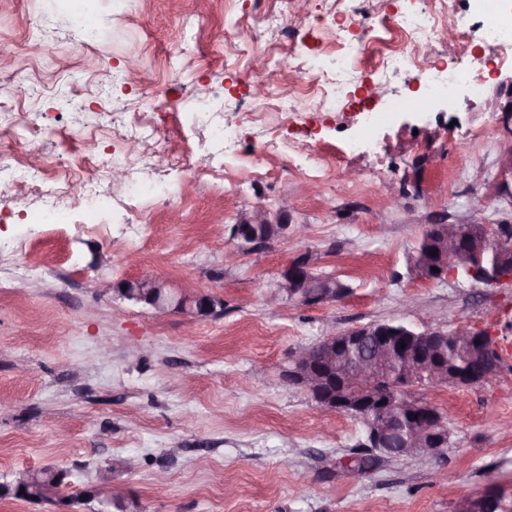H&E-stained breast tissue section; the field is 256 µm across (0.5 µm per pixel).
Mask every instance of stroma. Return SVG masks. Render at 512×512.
Listing matches in <instances>:
<instances>
[{
	"label": "stroma",
	"instance_id": "stroma-1",
	"mask_svg": "<svg viewBox=\"0 0 512 512\" xmlns=\"http://www.w3.org/2000/svg\"><path fill=\"white\" fill-rule=\"evenodd\" d=\"M431 2L368 0L363 21L386 38L401 15ZM86 4L100 37L84 47L73 17ZM184 15L196 41L175 60L167 98L152 100L165 71L131 78L129 65L164 61L183 38ZM225 25L224 0H0V48L12 51L17 71L0 77V102L32 111L44 133L36 145L0 143L55 170L74 156L110 153L113 113L150 109L166 148L127 158L180 198L147 197L148 224L126 225L108 206L92 224L78 216L34 224L33 200L0 194V242L17 249L0 273V399L10 404L0 411V477L47 465L66 473L50 498H0V512H97L105 489L124 496L128 512H452L454 496L489 489L512 501V287L419 279L406 265L428 225L512 223V170L501 166L512 149L503 114L512 48L494 63L477 39L459 57V38L446 35L453 21L443 18L426 51L449 65L464 60L482 77L480 94L458 91L445 107L424 102L422 87L438 72L417 64L354 83L329 116L316 107V89L289 99L287 109L305 115L297 127L273 113L253 122L264 109L260 76L236 53L216 52ZM247 41L273 91L299 77L309 53L336 48L314 22L294 47L266 26ZM199 98L235 100L244 114L217 186L183 181L172 167L176 155L200 168L212 162L210 148L196 146ZM364 106L386 119L371 143L343 151ZM308 135L333 159L318 181L294 151ZM288 142L293 150L279 151ZM264 144L271 150L257 173L246 156ZM389 181L404 189L399 205L385 195ZM257 207L275 229L260 266L233 233ZM230 249L239 252L233 264L224 261ZM306 251L347 296L316 306L275 297L281 269ZM155 273L179 293L215 298V313L191 319L86 287ZM390 320L485 331L504 365L479 385L413 389L446 416L447 448L359 474L350 466L365 440L360 420L324 409L283 373L299 346ZM109 459L104 485L98 469Z\"/></svg>",
	"mask_w": 512,
	"mask_h": 512
}]
</instances>
